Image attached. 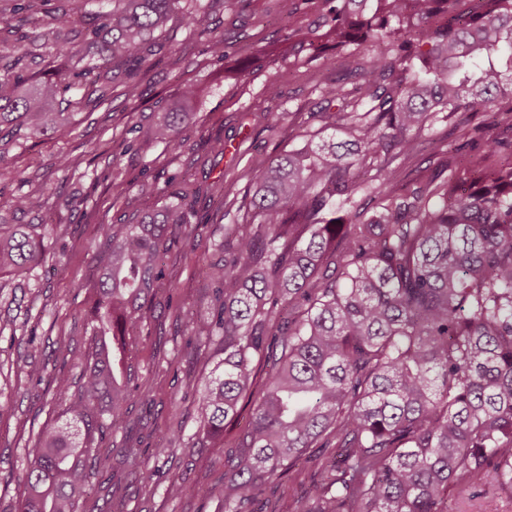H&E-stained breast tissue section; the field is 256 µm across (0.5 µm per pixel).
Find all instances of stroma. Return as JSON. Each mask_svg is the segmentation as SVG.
Instances as JSON below:
<instances>
[{"label": "stroma", "instance_id": "stroma-1", "mask_svg": "<svg viewBox=\"0 0 512 512\" xmlns=\"http://www.w3.org/2000/svg\"><path fill=\"white\" fill-rule=\"evenodd\" d=\"M292 0H250L246 7H210L216 32L233 28L235 56L265 53L266 75L248 79L225 77L223 63L213 61L207 41L173 20L155 40L152 56L136 75L141 95L131 102L113 94L111 105L95 106L86 94L99 64L96 46L82 41L79 92L84 100L75 116L76 129L68 136L47 134L20 144L10 142L8 158L14 167L37 175L45 205L21 213L13 200L31 191V184L0 177V224H55L53 255L21 274L0 278V512H12L37 432L58 419L71 392L77 391L83 371L80 354L90 346L87 313L96 280L94 256L102 241L100 225L117 222L127 213L125 198L141 210L163 202L168 183L222 178L223 201L200 195L190 215L192 232L171 239L163 255L174 292L159 291L150 304V317L130 340L128 366L133 400L127 425L106 433L98 450L101 467L111 468L115 482L125 486L123 512H224V456L231 439L214 448L195 449L198 428L195 398L202 376L213 368L212 349L188 353L182 310L210 314L213 289L209 262L213 245L224 227L241 221L239 209L251 180L274 154L298 147L305 132L323 127L327 107L318 92L327 81L352 88L358 75L342 60L329 67L281 59L271 50L282 38L281 18ZM280 85L278 99L265 93L267 77ZM194 86L197 103L182 142L167 145L140 137L139 126L186 86ZM281 114L272 124L271 114ZM491 114L438 113L425 132L421 152L405 162V178H415L425 167H438L436 144L455 146L468 140V154L485 150L480 132ZM224 151L212 153L214 141ZM80 158L77 172L59 169L62 158ZM121 167L125 197L112 186L113 169ZM155 184L154 192L139 194L140 184ZM43 369L41 380L31 379L32 366ZM69 379L68 392L54 382L57 372ZM140 448V463L161 468L166 477L196 481L213 487V495L191 499L167 497L164 486L144 487L136 467L120 465L117 453L125 445ZM449 505L455 512H512V496L494 488L480 494L451 489Z\"/></svg>", "mask_w": 512, "mask_h": 512}]
</instances>
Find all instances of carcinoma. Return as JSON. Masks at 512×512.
Wrapping results in <instances>:
<instances>
[{
	"instance_id": "cac0c4a2",
	"label": "carcinoma",
	"mask_w": 512,
	"mask_h": 512,
	"mask_svg": "<svg viewBox=\"0 0 512 512\" xmlns=\"http://www.w3.org/2000/svg\"><path fill=\"white\" fill-rule=\"evenodd\" d=\"M23 2L19 24L0 28L12 51L0 76V132L12 140L74 130L59 99L78 86L74 76L26 75L23 27H42L48 13L47 54L77 65L81 36L98 39L99 105L120 75L122 94L138 99L134 71L176 13L210 35L214 61L226 57L207 10L180 0H112V13L83 33L71 10ZM300 2L315 19L304 29L288 11L277 52L310 63L323 47L344 54L359 82L319 92L355 148L317 133L270 159L243 221L224 227L209 265L217 308L184 322L196 344L217 341L223 351L197 398L194 447H209L253 402L228 451L224 512H255L302 458L313 468L310 493L270 498L262 512H448L451 488L488 479L512 492V140L488 127L486 156L511 152L492 167L471 156L460 171L462 147L445 151L446 179L433 171L406 181L396 164L421 150L431 113L492 112L512 96V0ZM264 69L259 54L234 66L247 77ZM194 99L184 88L147 133L178 141ZM378 157L376 173L360 179ZM201 192L184 183L156 209L102 225L82 382L63 420L38 434L18 512H78L97 474V436L128 420L127 339L150 297L175 290L161 255L171 234L188 230ZM361 192L379 205H358ZM43 205L39 190L12 202L23 211ZM49 238L45 224H0V276L45 262ZM165 491L205 498L212 488L171 479Z\"/></svg>"
}]
</instances>
